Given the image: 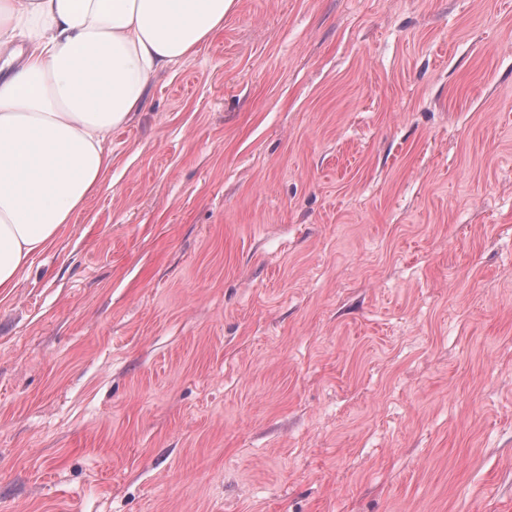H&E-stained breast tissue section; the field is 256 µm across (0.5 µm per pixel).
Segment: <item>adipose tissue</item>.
<instances>
[{
    "mask_svg": "<svg viewBox=\"0 0 512 512\" xmlns=\"http://www.w3.org/2000/svg\"><path fill=\"white\" fill-rule=\"evenodd\" d=\"M235 0H0V297L112 169L113 129Z\"/></svg>",
    "mask_w": 512,
    "mask_h": 512,
    "instance_id": "1",
    "label": "adipose tissue"
}]
</instances>
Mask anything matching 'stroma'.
Masks as SVG:
<instances>
[{"label": "stroma", "mask_w": 512, "mask_h": 512, "mask_svg": "<svg viewBox=\"0 0 512 512\" xmlns=\"http://www.w3.org/2000/svg\"><path fill=\"white\" fill-rule=\"evenodd\" d=\"M0 302V512H512V0H236Z\"/></svg>", "instance_id": "35a3bbf8"}]
</instances>
